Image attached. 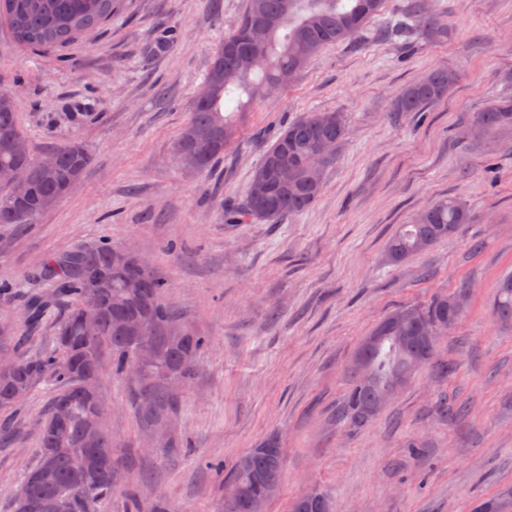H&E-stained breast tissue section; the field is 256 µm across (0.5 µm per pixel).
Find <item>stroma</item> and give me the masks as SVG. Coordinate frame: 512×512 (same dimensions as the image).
Here are the masks:
<instances>
[{"label":"stroma","instance_id":"obj_1","mask_svg":"<svg viewBox=\"0 0 512 512\" xmlns=\"http://www.w3.org/2000/svg\"><path fill=\"white\" fill-rule=\"evenodd\" d=\"M247 0H124L109 25L61 51L29 52L0 24V90L14 96L34 156L76 137L92 162L81 183L28 224H0V310L35 358L56 350L63 308L24 319L29 273L51 254L102 241L128 246L171 282L169 306L210 345L179 395L171 432L193 450L147 445L129 378L104 372L97 391L112 450L135 460L103 512H222L232 468L276 438L285 473L265 512H289L307 486L339 512H471L512 489V330L492 317L512 271V127L477 135L470 120L512 96V0H431L447 41L356 38L317 52L295 81L243 113L207 174L182 169L172 144L215 46ZM436 67L457 87L424 113L391 108ZM315 111L344 113L348 130L309 210L279 224L229 219L278 132ZM472 215L461 236L394 266L385 245L441 197ZM482 248H469L471 239ZM468 285L470 300L437 355L366 428L337 417L349 368L394 308ZM59 386L39 380L0 440V512H13Z\"/></svg>","mask_w":512,"mask_h":512}]
</instances>
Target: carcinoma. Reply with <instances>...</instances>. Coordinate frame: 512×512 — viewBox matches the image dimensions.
I'll use <instances>...</instances> for the list:
<instances>
[{"instance_id":"1","label":"carcinoma","mask_w":512,"mask_h":512,"mask_svg":"<svg viewBox=\"0 0 512 512\" xmlns=\"http://www.w3.org/2000/svg\"><path fill=\"white\" fill-rule=\"evenodd\" d=\"M120 5V0H0V20L8 24L15 42L25 50H61L107 26ZM386 7L387 0H248L237 26L215 48L203 78L211 88L210 98L194 101L173 142L179 163L198 173L210 171L236 136V113L249 111L272 87L284 86L280 81L283 75H299L322 47L373 30ZM384 31L393 37L429 42L448 39V27L429 14L427 0H414L411 12L386 21ZM457 81L455 69H434L402 90L394 111L421 112L443 98ZM474 124L486 132L512 126V101L490 105L477 113ZM345 134L341 112H310L289 124L253 171L241 216L279 224L311 208L324 182L315 181L304 162L327 141L339 145ZM20 137L14 99L0 90V186L9 187L5 174L16 169L23 171L29 184L28 194L21 199L9 191L0 195V224H26L51 209L91 164L86 145L72 139L52 148L57 164L46 170L37 157L15 152ZM276 162L296 170L294 185L278 183L273 173ZM468 223L470 214L460 200L437 199L389 239L388 262L401 264L457 236ZM31 277L52 281L56 296L71 304L56 336L61 356L50 354L33 363L19 355L15 374L0 378L3 412L12 410L45 376L61 384L40 431L36 461L23 478L13 512L22 508L39 512V500L53 492L68 497L69 512H100V505L115 489L109 480L112 440L102 430L98 445L87 440L85 421L93 414L103 415L104 409L97 393L82 392V383L102 374L103 348L109 349L112 374L132 377L139 420L148 428L153 412L176 413L179 400L169 393L167 380L174 377L187 384L196 375V359L209 340L193 333L166 304L167 279L151 268L142 270L139 261L122 259V249L110 242L50 255ZM466 292L461 287L403 305L379 322L370 332L376 342H362L356 356L368 362L372 377L368 380L357 370L351 371L339 419L356 429L374 420L367 415V408L378 401L392 376L415 361L424 367L433 360L440 325L448 319V299ZM86 310L99 320L96 336L82 333L80 317ZM492 314L502 326L512 327L511 273L497 281ZM141 341L154 344L156 359L138 376L135 352ZM62 403L67 405L69 417L56 428L54 417ZM273 446L269 440L266 447L252 448L236 459L229 476L240 490L235 512H249L251 502L263 497L262 475L272 465L284 468L282 452L274 456L268 452ZM329 501L320 489L314 500L296 499L302 504L300 512H326ZM483 506L489 512H512V492Z\"/></svg>"}]
</instances>
